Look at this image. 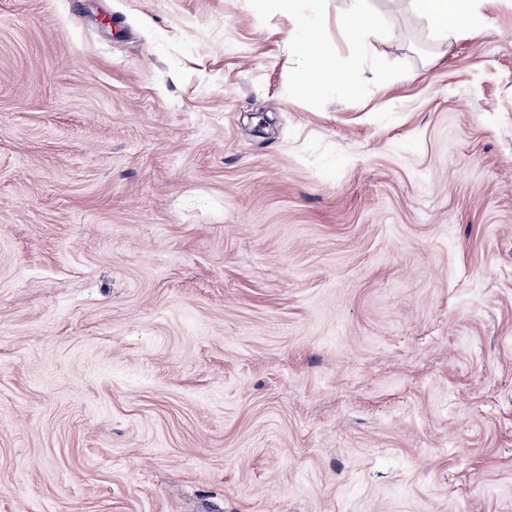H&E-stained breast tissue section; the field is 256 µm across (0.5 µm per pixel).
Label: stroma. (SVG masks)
Here are the masks:
<instances>
[{
	"label": "stroma",
	"mask_w": 512,
	"mask_h": 512,
	"mask_svg": "<svg viewBox=\"0 0 512 512\" xmlns=\"http://www.w3.org/2000/svg\"><path fill=\"white\" fill-rule=\"evenodd\" d=\"M473 11L0 0V512H512V0ZM303 21L356 92L298 91ZM431 23L446 36L455 34L460 19L469 10L468 0H414ZM341 22L358 45L366 44L371 38L382 34L376 20L360 10L346 14Z\"/></svg>",
	"instance_id": "obj_1"
}]
</instances>
